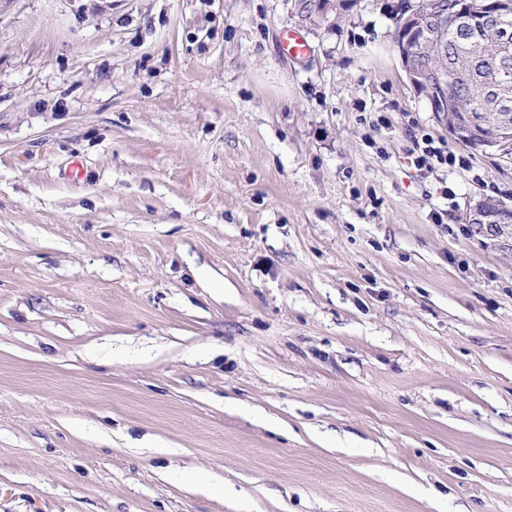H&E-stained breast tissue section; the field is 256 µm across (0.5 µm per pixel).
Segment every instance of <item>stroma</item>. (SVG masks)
<instances>
[{"mask_svg":"<svg viewBox=\"0 0 512 512\" xmlns=\"http://www.w3.org/2000/svg\"><path fill=\"white\" fill-rule=\"evenodd\" d=\"M411 2L0 0V512H512V160ZM436 141L429 134H423L419 139L414 136L413 146L414 152L417 151V163L422 166H431L434 159L441 165L454 166L457 157L454 153L449 152L442 143L441 146H434Z\"/></svg>","mask_w":512,"mask_h":512,"instance_id":"1","label":"stroma"}]
</instances>
